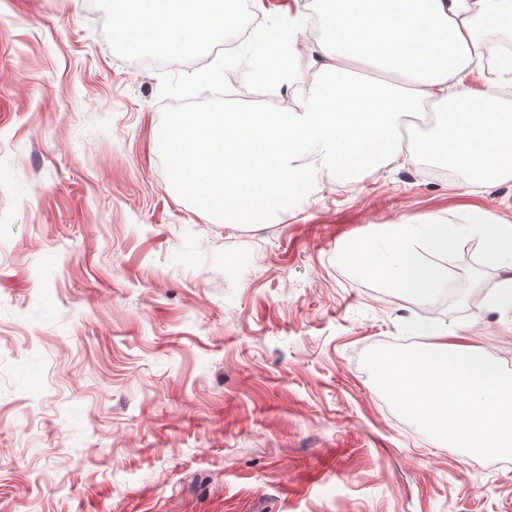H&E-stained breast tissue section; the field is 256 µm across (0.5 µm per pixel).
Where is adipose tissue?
Instances as JSON below:
<instances>
[{
	"label": "adipose tissue",
	"mask_w": 512,
	"mask_h": 512,
	"mask_svg": "<svg viewBox=\"0 0 512 512\" xmlns=\"http://www.w3.org/2000/svg\"><path fill=\"white\" fill-rule=\"evenodd\" d=\"M214 0H132L113 24L127 43L153 32L168 50L194 48L209 33L234 26ZM474 0H323L331 36L318 45L319 71L296 106L269 112H175L162 149L179 185L197 193L209 213L257 224L302 193L323 168L348 174L402 156L401 116L440 107L425 136L426 154L466 170L476 180L512 176V114L501 111L495 77L512 74V59L483 41L470 24ZM385 80L358 93L348 62ZM480 73L479 86L468 84ZM461 226L406 218L373 240L351 243L346 254L360 271L428 302L439 283L438 258L460 232L483 240L491 265L512 259V224H493L474 209Z\"/></svg>",
	"instance_id": "ef3b65f1"
}]
</instances>
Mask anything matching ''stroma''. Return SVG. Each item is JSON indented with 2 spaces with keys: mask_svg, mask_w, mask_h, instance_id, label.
<instances>
[{
  "mask_svg": "<svg viewBox=\"0 0 512 512\" xmlns=\"http://www.w3.org/2000/svg\"><path fill=\"white\" fill-rule=\"evenodd\" d=\"M313 0L291 20L315 74ZM117 0H0V512H512V459L438 444L363 364L427 315L512 372L507 277L463 235L430 303L343 262L404 217L512 223V178H431L425 159L322 171L264 224L176 183L171 113L258 90L230 58L141 66Z\"/></svg>",
  "mask_w": 512,
  "mask_h": 512,
  "instance_id": "1",
  "label": "stroma"
}]
</instances>
